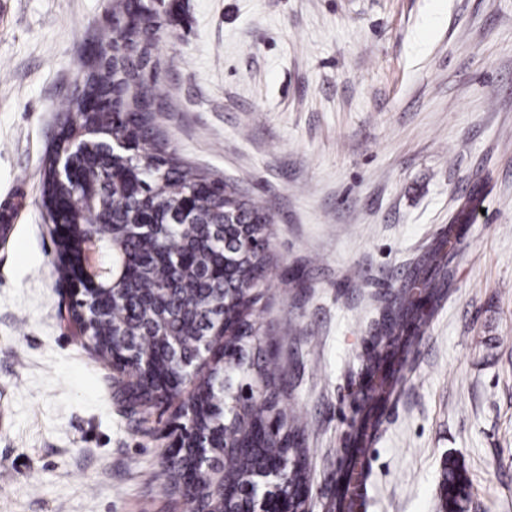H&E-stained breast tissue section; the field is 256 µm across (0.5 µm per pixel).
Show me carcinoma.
Listing matches in <instances>:
<instances>
[{
  "label": "carcinoma",
  "mask_w": 512,
  "mask_h": 512,
  "mask_svg": "<svg viewBox=\"0 0 512 512\" xmlns=\"http://www.w3.org/2000/svg\"><path fill=\"white\" fill-rule=\"evenodd\" d=\"M176 0H112L96 46L90 51L91 66L82 75L74 93L60 106L62 129L44 159L42 200L50 221L61 217L70 234L58 240L59 256H68L65 271L80 261L79 245L96 240L100 261L124 271V287L110 292L87 287L83 299L87 315L93 317L88 338L95 353L116 366L123 388L137 406L147 407L163 397L175 396L185 384V370L170 353L182 346L186 357L199 351L196 322L208 318L213 329L224 325L222 348L209 364L206 376L194 384L190 404L182 410L195 424L212 434L211 468L196 461L186 449L179 466L168 469L165 491H174L188 512H231L235 497L225 482L254 484L269 465L284 469L286 493L292 512L304 504L294 500L297 488L309 483L308 460L301 448L302 431L288 422L281 406L283 386L275 368L267 361H246L245 347L257 335L252 319L259 297L240 293L224 296V247L202 235L204 224L247 226L251 240L266 238L271 215L246 201L237 189L184 162L160 137L156 114L162 97L157 92L158 36L167 25ZM129 44L126 55L107 56ZM103 123L105 132L95 140L79 136L91 124ZM128 149L116 153L112 143ZM66 158L71 174L57 175L59 158ZM483 202L476 188L462 197L433 249L432 258L441 265L455 256L461 226L471 222ZM127 224H153L161 231L166 224L183 225L170 240L177 252L181 273L171 282L172 267L154 238L130 234ZM266 250L253 246L237 255L235 276L241 282L265 279ZM443 284L423 273L421 290L403 294L384 312L370 339L359 373L362 402L349 422V445L345 469L336 481L327 512H352L359 507L351 492L361 484L364 470L360 455L369 447L387 406L407 371L414 340L426 328ZM230 375L240 389L255 378L266 383L264 403L236 399V407H225V397L215 381ZM468 486L464 464L448 454L442 465V487Z\"/></svg>",
  "instance_id": "carcinoma-1"
}]
</instances>
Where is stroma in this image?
I'll return each instance as SVG.
<instances>
[{
  "label": "stroma",
  "mask_w": 512,
  "mask_h": 512,
  "mask_svg": "<svg viewBox=\"0 0 512 512\" xmlns=\"http://www.w3.org/2000/svg\"><path fill=\"white\" fill-rule=\"evenodd\" d=\"M109 0H0V512H182L167 438L75 335L41 204L59 101ZM158 125L265 208L271 264L247 358L275 362L303 431L308 512L346 459L362 356L459 199L482 185L449 288L368 454L367 512H512V0H178ZM468 481L469 479L467 477L464 464L453 454L446 455L442 465L441 490L445 487L450 490L458 487L459 485L467 487ZM453 494L457 497V506L454 511L466 512L468 500L467 489L464 487L456 488Z\"/></svg>",
  "instance_id": "35a3bbf8"
}]
</instances>
